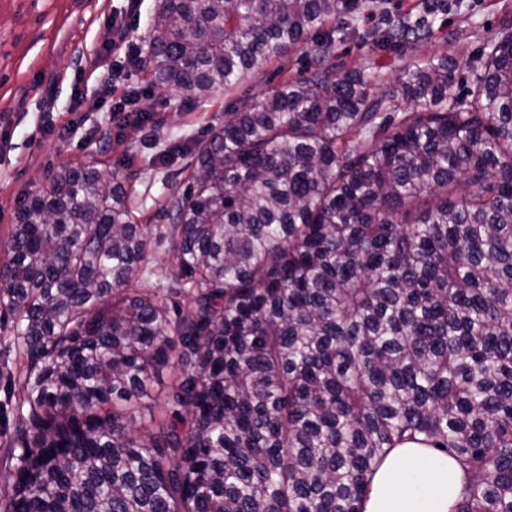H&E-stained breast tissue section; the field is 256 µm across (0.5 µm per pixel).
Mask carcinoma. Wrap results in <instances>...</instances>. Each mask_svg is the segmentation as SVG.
<instances>
[{"instance_id":"cac0c4a2","label":"carcinoma","mask_w":512,"mask_h":512,"mask_svg":"<svg viewBox=\"0 0 512 512\" xmlns=\"http://www.w3.org/2000/svg\"><path fill=\"white\" fill-rule=\"evenodd\" d=\"M418 4L166 0L142 70L197 99L316 45L306 73L190 149L178 271L122 288L153 228L97 162L23 201L0 265L3 512H362L391 450L454 458V512H512V19L460 93L410 59L386 108L336 35L418 44ZM168 368L162 383L156 374Z\"/></svg>"}]
</instances>
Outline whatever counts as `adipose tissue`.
<instances>
[{"label": "adipose tissue", "instance_id": "1", "mask_svg": "<svg viewBox=\"0 0 512 512\" xmlns=\"http://www.w3.org/2000/svg\"><path fill=\"white\" fill-rule=\"evenodd\" d=\"M463 482L454 459L406 443L394 448L375 471L363 512H453Z\"/></svg>", "mask_w": 512, "mask_h": 512}]
</instances>
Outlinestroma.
Here are the masks:
<instances>
[{
  "instance_id": "obj_1",
  "label": "stroma",
  "mask_w": 512,
  "mask_h": 512,
  "mask_svg": "<svg viewBox=\"0 0 512 512\" xmlns=\"http://www.w3.org/2000/svg\"><path fill=\"white\" fill-rule=\"evenodd\" d=\"M159 0H140L129 11L126 0H0V261L21 203L41 190L61 165L93 159L116 170L131 191L141 223L165 228L163 210L189 181V149L204 131L224 124L241 103L272 94L288 75L308 64L297 52L273 61L239 87L216 89L207 98L157 88L135 62L124 59L129 46L147 52L150 23ZM512 0H442L433 35L411 49L405 43L383 48L351 39L338 42L337 68L369 58L391 88L398 69L420 51L440 53L444 38H459L460 77L471 85L484 40L499 29ZM128 28L125 41L103 47L108 24ZM110 84L114 96L141 91V111L155 121L147 127L118 126L108 113L85 108ZM53 108H46L47 96Z\"/></svg>"
}]
</instances>
